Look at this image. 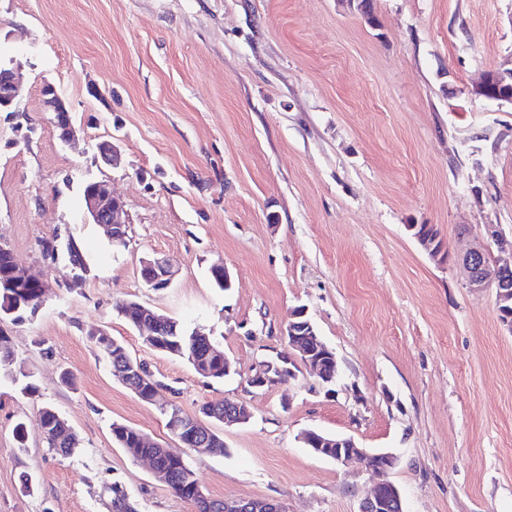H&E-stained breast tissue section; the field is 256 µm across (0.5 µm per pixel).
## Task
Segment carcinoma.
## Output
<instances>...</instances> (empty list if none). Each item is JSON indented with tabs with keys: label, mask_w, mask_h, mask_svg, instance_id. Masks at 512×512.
I'll return each instance as SVG.
<instances>
[{
	"label": "carcinoma",
	"mask_w": 512,
	"mask_h": 512,
	"mask_svg": "<svg viewBox=\"0 0 512 512\" xmlns=\"http://www.w3.org/2000/svg\"><path fill=\"white\" fill-rule=\"evenodd\" d=\"M0 278L15 280L28 289L29 303L16 304L5 295L6 288H0V320L10 317L22 321L33 316L42 305L41 287L29 284L25 272L12 253H0ZM159 325L158 335L143 337V342L151 349L173 357L186 360L193 369L204 377L224 378V352L213 342L211 336L200 330L191 332L181 327L177 321L157 312H152ZM99 354L107 359L112 367V375L126 382L124 373L137 366L126 348L107 333L89 337ZM15 363V355L10 338L0 329V368ZM44 422V442L51 451L59 455H68L78 445V439L67 421L52 406L42 412ZM112 435L117 444L131 457L152 456L169 469L171 476L168 486L181 498L197 504L198 512H226L224 502L213 500L204 495L190 462L180 453L148 439L136 429L127 425L112 424ZM112 493V512H138L123 487L117 483L109 487Z\"/></svg>",
	"instance_id": "obj_1"
}]
</instances>
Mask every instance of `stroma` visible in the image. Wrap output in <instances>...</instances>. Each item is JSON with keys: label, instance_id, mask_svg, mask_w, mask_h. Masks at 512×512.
<instances>
[{"label": "stroma", "instance_id": "obj_1", "mask_svg": "<svg viewBox=\"0 0 512 512\" xmlns=\"http://www.w3.org/2000/svg\"><path fill=\"white\" fill-rule=\"evenodd\" d=\"M0 58L19 62L24 89L0 112V239L50 285L36 316L0 321L24 370L0 371V512H112L115 481L139 512H196L113 439L121 423L179 446L97 356L92 327L160 402L249 406V423L216 426L220 452L191 460L209 498L358 512L374 474L313 455L298 438L313 428L395 455L405 512H512V333L495 289L470 288L458 265L475 242L499 257L487 225L512 240V105L472 92L512 68V0H0ZM47 84L72 144L44 110ZM105 140L121 167L99 160ZM101 179L125 202L126 246L84 215L83 187ZM415 224L435 226L438 257ZM71 237L89 264L77 284L40 246ZM154 254L171 287H145ZM215 264L229 290L211 283ZM119 300L210 332L231 375L147 347ZM298 307L336 353L334 394L306 374L247 384L287 351ZM48 405L80 441L71 455L43 442ZM43 95L45 97V106L48 112L53 114V122L55 126L60 130L61 122H65L66 126L61 131L60 139L64 142H69L74 139L76 135V129L72 123L69 109L66 106L65 101L57 93L54 86L47 84L44 86ZM176 275V271L163 257L151 256L141 261V278L149 288H168L173 283Z\"/></svg>", "mask_w": 512, "mask_h": 512}]
</instances>
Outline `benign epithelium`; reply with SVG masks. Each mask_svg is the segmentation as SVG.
Segmentation results:
<instances>
[{
    "label": "benign epithelium",
    "mask_w": 512,
    "mask_h": 512,
    "mask_svg": "<svg viewBox=\"0 0 512 512\" xmlns=\"http://www.w3.org/2000/svg\"><path fill=\"white\" fill-rule=\"evenodd\" d=\"M476 95L489 101H505L512 103V69L506 71L491 70L483 74L480 81L473 87ZM23 88L16 78L14 61L0 60V112L13 111L14 105L22 96ZM43 95L47 111L53 114L55 126L65 125L60 131V139L68 142L74 139L76 129L72 123L69 109L65 101L57 93L54 86H44ZM98 153L103 163L111 167L121 164V154L111 141H103L98 145ZM85 210L88 219L93 224H101L108 229L114 242L127 241V221L124 201L112 192V184L108 180L96 181V187L84 197ZM488 249L475 246L467 250L460 258V267L468 285L475 289L491 286L496 289L497 304L508 299L512 293V259L498 258L494 261V269L486 267ZM176 277V271L168 261L159 256H151L141 261V278L153 289H164L171 286ZM306 317L303 308L295 309L291 318L293 321L286 325L283 335L288 340V351L274 359L264 360L255 366L248 377L249 386L263 389L277 384L283 376L297 378L303 371L314 377L320 385L328 386L322 359L336 360L332 350L319 336L312 325H307V338L303 339L294 328L295 320ZM161 411L168 420V430L176 437L184 434L195 436L194 452L199 456L214 452L212 441L199 436L201 423L197 416L179 410L174 404L165 405ZM251 418L248 407L237 404L224 412V424H246ZM299 439L318 457L347 464L356 460H367L369 466L376 472L384 474L397 464V457L391 453L371 454L365 448L359 447L350 437L331 436L327 433L307 429L300 433ZM231 507L235 512H281L274 501L239 500ZM403 508V498L400 489L392 482H378L370 494L359 503L358 512H393Z\"/></svg>",
    "instance_id": "obj_1"
}]
</instances>
